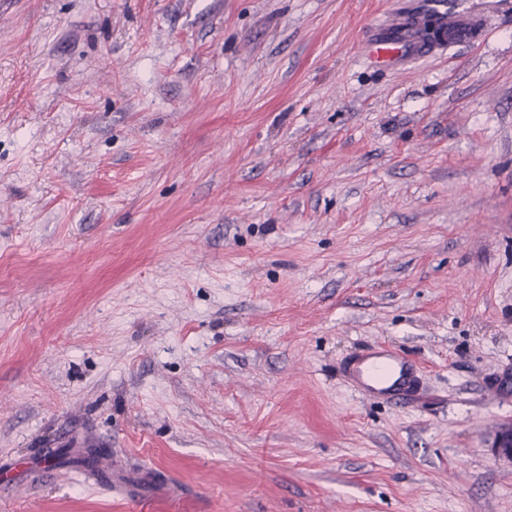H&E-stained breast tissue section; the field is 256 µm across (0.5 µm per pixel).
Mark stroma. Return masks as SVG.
Returning <instances> with one entry per match:
<instances>
[{"instance_id": "obj_1", "label": "stroma", "mask_w": 512, "mask_h": 512, "mask_svg": "<svg viewBox=\"0 0 512 512\" xmlns=\"http://www.w3.org/2000/svg\"><path fill=\"white\" fill-rule=\"evenodd\" d=\"M423 2L0 0V512H512V0ZM426 15L436 20L435 43L427 45L414 28L403 24L401 17L376 28L368 42L369 56L382 69H393L420 56L428 48L442 49L455 43L465 32H473L475 19L461 0H425ZM448 31L450 33L448 39ZM342 370L361 393L393 401L396 405L420 393L416 364L382 346L355 354L343 363Z\"/></svg>"}]
</instances>
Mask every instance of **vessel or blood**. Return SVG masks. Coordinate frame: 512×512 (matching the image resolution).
Masks as SVG:
<instances>
[{"label": "vessel or blood", "mask_w": 512, "mask_h": 512, "mask_svg": "<svg viewBox=\"0 0 512 512\" xmlns=\"http://www.w3.org/2000/svg\"><path fill=\"white\" fill-rule=\"evenodd\" d=\"M426 13L436 21L437 36L431 46L438 49L476 28V20L464 0H428ZM431 46L423 43L415 29L398 18L376 28L368 42L370 57L386 70L420 56ZM342 370L361 393L370 397L399 404L419 393L416 364L382 346L355 354L344 362Z\"/></svg>", "instance_id": "vessel-or-blood-1"}]
</instances>
